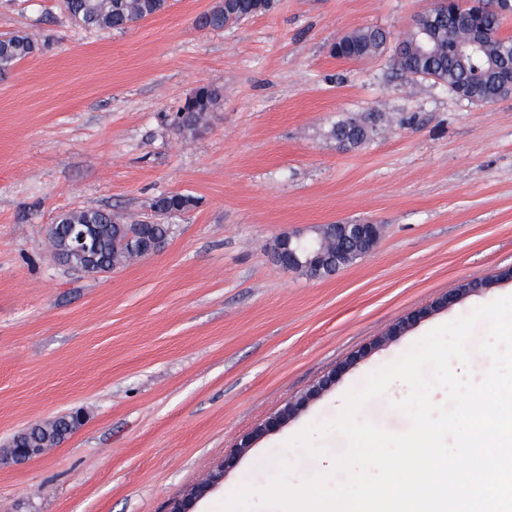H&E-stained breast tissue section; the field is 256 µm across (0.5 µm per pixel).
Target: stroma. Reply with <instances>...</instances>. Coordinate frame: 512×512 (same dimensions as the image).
Wrapping results in <instances>:
<instances>
[{"label":"stroma","instance_id":"obj_1","mask_svg":"<svg viewBox=\"0 0 512 512\" xmlns=\"http://www.w3.org/2000/svg\"><path fill=\"white\" fill-rule=\"evenodd\" d=\"M215 2L168 0L108 31L71 22L62 0H0V33L43 46L0 74V448L83 414L43 456L0 467V512H166L250 438L195 506L215 512L243 482L264 485L269 456L333 418L368 374L512 295L500 277L512 269V96L474 104L402 76L391 53L330 54L358 27L403 35L429 0H276L241 25L198 28ZM201 84L222 101L206 131L179 135L167 116ZM370 113L381 120L364 146L327 136ZM169 192L198 205L170 218L159 253L98 276L55 261L58 213L137 223ZM324 224L381 235L327 277L276 266L278 236ZM469 281L486 287L435 309Z\"/></svg>","mask_w":512,"mask_h":512}]
</instances>
